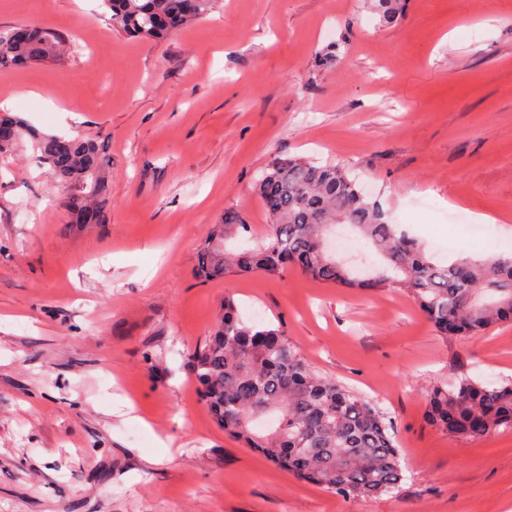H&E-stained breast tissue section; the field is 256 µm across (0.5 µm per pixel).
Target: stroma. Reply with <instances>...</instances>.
<instances>
[{
  "instance_id": "1",
  "label": "stroma",
  "mask_w": 512,
  "mask_h": 512,
  "mask_svg": "<svg viewBox=\"0 0 512 512\" xmlns=\"http://www.w3.org/2000/svg\"><path fill=\"white\" fill-rule=\"evenodd\" d=\"M401 5L388 27L368 0H223L154 42L112 29L101 0H0L1 31L77 44L61 65L0 67V102L111 162L86 225L31 141L0 154V512H512V432L427 421L458 373L512 381V323L447 339L400 291L195 275L225 209L269 223L252 186L275 157L345 165L436 261L512 252V0ZM457 213L494 217L493 240ZM228 296L387 413L397 492L341 497L217 427L189 357ZM120 396L135 419L113 414Z\"/></svg>"
}]
</instances>
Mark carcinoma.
<instances>
[{
    "label": "carcinoma",
    "mask_w": 512,
    "mask_h": 512,
    "mask_svg": "<svg viewBox=\"0 0 512 512\" xmlns=\"http://www.w3.org/2000/svg\"><path fill=\"white\" fill-rule=\"evenodd\" d=\"M112 27L150 41L206 19L218 0H101ZM382 22L400 15L397 0H372ZM71 40L31 27L23 42L0 33V66L66 58ZM11 130L0 151L28 134L42 162L66 192L65 206L83 223L100 209L110 159L99 142L41 134L18 117L0 116ZM271 223L257 234L235 209L205 233L197 273L210 280L227 272L276 275L295 266L310 279L363 291L403 290L442 336H478L512 321V256L428 257L419 242L390 223L350 172L302 158H275L254 186ZM348 225L381 257L373 274L358 278L324 246L329 228ZM232 236L254 248L225 251ZM191 373L215 423L298 480L345 498L381 497L399 489L401 456L391 421L375 405L336 380L316 373L280 326L245 323L227 296L215 327L190 359ZM429 423L449 436L475 440L512 432V383L485 385L461 373L429 393Z\"/></svg>",
    "instance_id": "obj_1"
}]
</instances>
